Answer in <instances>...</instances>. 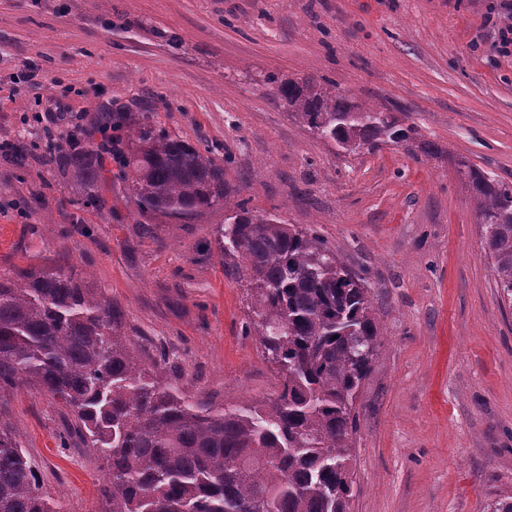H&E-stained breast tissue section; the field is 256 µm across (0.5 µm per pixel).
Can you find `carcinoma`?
I'll return each mask as SVG.
<instances>
[{
    "instance_id": "1",
    "label": "carcinoma",
    "mask_w": 512,
    "mask_h": 512,
    "mask_svg": "<svg viewBox=\"0 0 512 512\" xmlns=\"http://www.w3.org/2000/svg\"><path fill=\"white\" fill-rule=\"evenodd\" d=\"M276 96L341 155L419 138L381 108L331 84L281 80ZM125 178L140 212L196 217L222 202L219 242L250 284L259 341L282 377L267 405L216 408L188 398L165 365L143 363L120 314L74 273L0 275V391L53 397L72 416L58 434L107 469L109 512H349L352 414L380 336L365 278L320 238L233 202L224 168L141 119L129 125ZM47 160L70 175L76 203L99 204L103 150L49 137ZM501 302L512 304V184L463 159ZM38 468L0 421V512H60Z\"/></svg>"
}]
</instances>
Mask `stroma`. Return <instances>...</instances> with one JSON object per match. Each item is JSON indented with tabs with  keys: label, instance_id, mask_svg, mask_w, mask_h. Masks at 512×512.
<instances>
[{
	"label": "stroma",
	"instance_id": "obj_1",
	"mask_svg": "<svg viewBox=\"0 0 512 512\" xmlns=\"http://www.w3.org/2000/svg\"><path fill=\"white\" fill-rule=\"evenodd\" d=\"M490 0H0V272L72 269L122 315L145 361L192 399L265 404L250 292L220 251L224 207L141 213L113 178L100 208L38 145L74 127L100 142L104 110L145 116L209 150L230 196L321 238L363 273L381 336L360 385L350 512H491L512 497V308L502 305L457 173L512 183V55ZM33 79H25V72ZM311 78L415 125L436 151L356 155L313 135L268 76ZM4 418L62 512H107L106 471L60 447L49 395L0 393Z\"/></svg>",
	"mask_w": 512,
	"mask_h": 512
}]
</instances>
